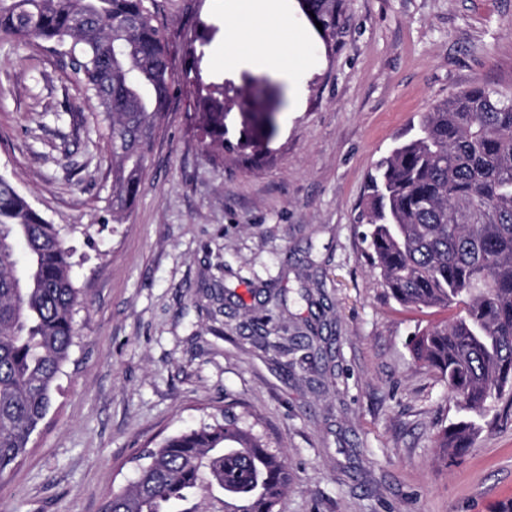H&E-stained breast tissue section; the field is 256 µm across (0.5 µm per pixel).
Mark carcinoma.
<instances>
[{
	"label": "carcinoma",
	"mask_w": 512,
	"mask_h": 512,
	"mask_svg": "<svg viewBox=\"0 0 512 512\" xmlns=\"http://www.w3.org/2000/svg\"><path fill=\"white\" fill-rule=\"evenodd\" d=\"M341 2L308 0L326 38ZM0 37L50 42L70 59L106 125L120 221L176 84L147 0H0ZM201 106L206 135L224 143V101L210 93ZM243 122L271 130L275 117L245 111ZM368 188L366 240L382 286L405 307L450 311L415 336V358L464 410L498 420L499 405L512 408V95L475 83L435 104ZM71 267L61 230L0 175V482L47 415L75 345ZM479 431L462 419L438 432L436 447L463 454ZM139 461L133 485L107 494L100 512H275L290 481L286 457L228 411Z\"/></svg>",
	"instance_id": "obj_1"
}]
</instances>
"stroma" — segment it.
<instances>
[{"label": "stroma", "mask_w": 512, "mask_h": 512, "mask_svg": "<svg viewBox=\"0 0 512 512\" xmlns=\"http://www.w3.org/2000/svg\"><path fill=\"white\" fill-rule=\"evenodd\" d=\"M225 0H151L180 89L133 206L112 218L107 131L68 57L0 41V174L62 230L82 292L78 338L0 512H99L163 438L244 416L283 451L276 512H512V416L443 460L463 412L417 362L446 311L406 309L373 273L366 182L419 115L482 82L512 93V0H343L333 40L281 72L224 56ZM224 92L272 133L230 154L201 132Z\"/></svg>", "instance_id": "stroma-1"}]
</instances>
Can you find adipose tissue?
<instances>
[{"label": "adipose tissue", "mask_w": 512, "mask_h": 512, "mask_svg": "<svg viewBox=\"0 0 512 512\" xmlns=\"http://www.w3.org/2000/svg\"><path fill=\"white\" fill-rule=\"evenodd\" d=\"M225 65L255 58L275 69L303 55L305 36L296 32L286 0H241L224 18Z\"/></svg>", "instance_id": "1"}]
</instances>
